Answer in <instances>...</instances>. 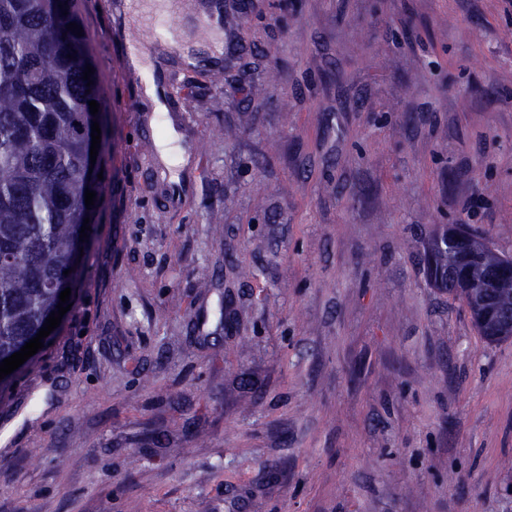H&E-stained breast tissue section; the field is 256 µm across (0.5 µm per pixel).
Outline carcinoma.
I'll list each match as a JSON object with an SVG mask.
<instances>
[{
  "instance_id": "1",
  "label": "carcinoma",
  "mask_w": 512,
  "mask_h": 512,
  "mask_svg": "<svg viewBox=\"0 0 512 512\" xmlns=\"http://www.w3.org/2000/svg\"><path fill=\"white\" fill-rule=\"evenodd\" d=\"M75 0H0V360L36 335L57 309L59 288L84 267L73 251L84 219L100 202L98 174L108 147L101 128L98 162L85 171L91 124L100 116L95 65L85 36L66 28L78 22ZM96 192L85 206V190ZM435 287L462 298L472 313L492 308L476 323L489 342L512 338L501 313L512 309L511 258L489 254L473 231L456 239L443 229L426 253ZM71 270L65 275L63 271Z\"/></svg>"
}]
</instances>
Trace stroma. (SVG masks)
Returning <instances> with one entry per match:
<instances>
[{
	"mask_svg": "<svg viewBox=\"0 0 512 512\" xmlns=\"http://www.w3.org/2000/svg\"><path fill=\"white\" fill-rule=\"evenodd\" d=\"M125 2L76 0L106 173L70 310L0 382V512H512V340L425 256L460 224L512 257V14L224 0L159 114ZM178 141L179 134L173 127H169L165 134L157 141V157L162 165L169 167L184 162V153Z\"/></svg>",
	"mask_w": 512,
	"mask_h": 512,
	"instance_id": "35a3bbf8",
	"label": "stroma"
}]
</instances>
